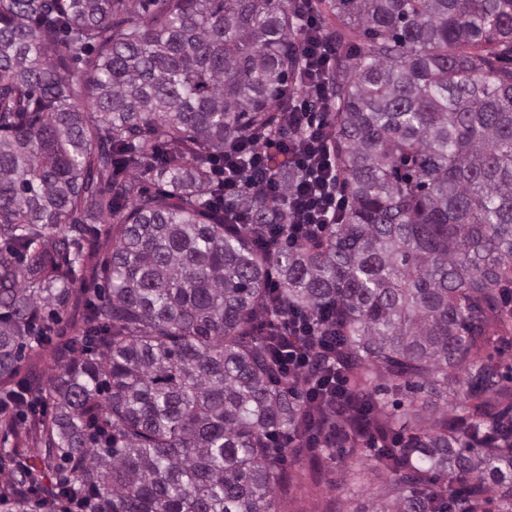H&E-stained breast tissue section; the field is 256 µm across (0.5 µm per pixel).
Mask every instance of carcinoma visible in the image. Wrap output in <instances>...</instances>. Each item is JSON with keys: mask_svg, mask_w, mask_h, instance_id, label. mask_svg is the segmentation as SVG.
<instances>
[{"mask_svg": "<svg viewBox=\"0 0 512 512\" xmlns=\"http://www.w3.org/2000/svg\"><path fill=\"white\" fill-rule=\"evenodd\" d=\"M301 6L0 0V415L28 422L0 512H275L311 410L256 315L288 309L336 310V423L369 425L318 446L382 447L371 512H512V365L488 353L512 345V0H317L335 57L309 121L348 206L308 241L239 159L288 135ZM224 154L246 228L209 173ZM262 169L300 178L274 138ZM91 218L110 220L100 264ZM99 281L37 383L25 349Z\"/></svg>", "mask_w": 512, "mask_h": 512, "instance_id": "1", "label": "carcinoma"}]
</instances>
